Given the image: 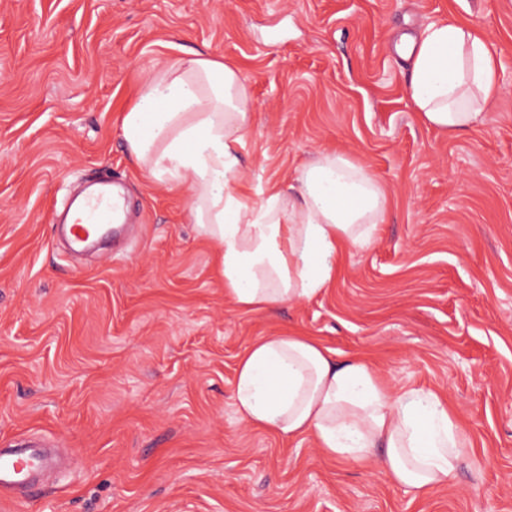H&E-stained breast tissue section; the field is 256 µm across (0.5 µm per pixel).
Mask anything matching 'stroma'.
Instances as JSON below:
<instances>
[{
  "label": "stroma",
  "mask_w": 512,
  "mask_h": 512,
  "mask_svg": "<svg viewBox=\"0 0 512 512\" xmlns=\"http://www.w3.org/2000/svg\"><path fill=\"white\" fill-rule=\"evenodd\" d=\"M448 20L502 87L452 136L394 51ZM197 57L246 87L244 188L322 152L381 185L383 224L312 300L238 310L189 194L127 150L148 73ZM102 171L128 185L124 259L69 253L51 220ZM286 328L444 399L468 443L454 480L415 499L381 463L241 421L237 358ZM23 436L72 461L0 512H512V0H0V444Z\"/></svg>",
  "instance_id": "1"
}]
</instances>
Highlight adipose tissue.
I'll return each mask as SVG.
<instances>
[{"mask_svg":"<svg viewBox=\"0 0 512 512\" xmlns=\"http://www.w3.org/2000/svg\"><path fill=\"white\" fill-rule=\"evenodd\" d=\"M402 48L413 59L410 99L431 127L452 135L475 125L501 91L494 58L466 24H429ZM249 121L237 71L198 58L148 75L121 131L151 178L188 190L193 222L217 247L225 297L256 312L330 287L341 248L371 241L386 198L375 175L333 153L306 163L293 189L242 192ZM234 406L249 426L312 437L331 458L367 461L383 449L391 482L416 497L446 485L467 449L436 393H395L364 359L337 362L315 337L291 331L259 337L239 356Z\"/></svg>","mask_w":512,"mask_h":512,"instance_id":"obj_1","label":"adipose tissue"}]
</instances>
